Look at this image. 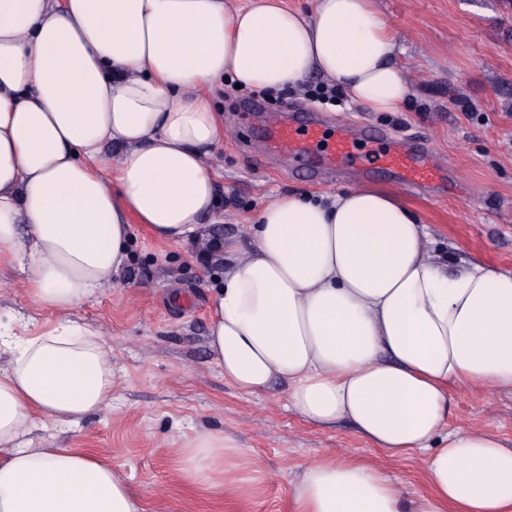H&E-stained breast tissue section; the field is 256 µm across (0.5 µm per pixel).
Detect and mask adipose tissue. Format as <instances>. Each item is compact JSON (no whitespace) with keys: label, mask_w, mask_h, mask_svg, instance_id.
Instances as JSON below:
<instances>
[{"label":"adipose tissue","mask_w":512,"mask_h":512,"mask_svg":"<svg viewBox=\"0 0 512 512\" xmlns=\"http://www.w3.org/2000/svg\"><path fill=\"white\" fill-rule=\"evenodd\" d=\"M398 51L375 0H316L310 14L275 0H0V268H27L25 297L64 315L0 332V512H145L122 469L20 440L34 418L111 404L112 349L67 314L118 281L134 224L160 243L199 239L224 136L201 88L272 91L317 72L367 111L396 112L412 95ZM251 231L213 296L225 381L259 395L285 380L302 419L348 420L376 452L307 464L295 512H512V449L448 427L453 394L512 392V271L448 272L409 204L379 186L278 196ZM180 454L190 482L251 497L231 475L234 438L199 433ZM403 456L426 492L388 475Z\"/></svg>","instance_id":"adipose-tissue-1"}]
</instances>
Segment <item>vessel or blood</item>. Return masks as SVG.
I'll list each match as a JSON object with an SVG mask.
<instances>
[{
	"label": "vessel or blood",
	"instance_id": "obj_1",
	"mask_svg": "<svg viewBox=\"0 0 512 512\" xmlns=\"http://www.w3.org/2000/svg\"><path fill=\"white\" fill-rule=\"evenodd\" d=\"M262 137L269 154L287 159L292 172L316 176L343 166L359 164V155L379 134L366 128L340 123L334 136H327L312 120L286 119L283 113L268 114ZM380 169L396 174L406 188L435 185L444 171L430 146L417 141H395L392 149L378 158Z\"/></svg>",
	"mask_w": 512,
	"mask_h": 512
}]
</instances>
